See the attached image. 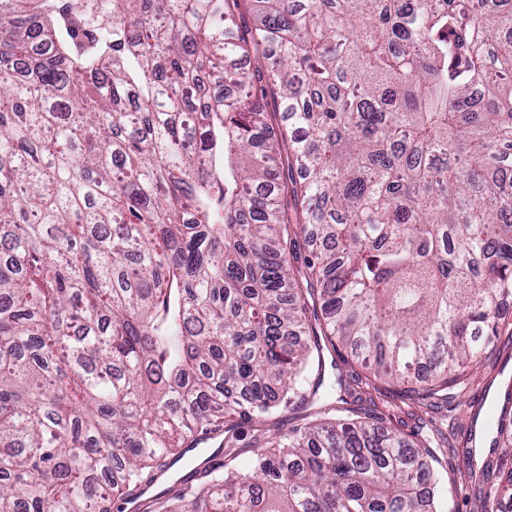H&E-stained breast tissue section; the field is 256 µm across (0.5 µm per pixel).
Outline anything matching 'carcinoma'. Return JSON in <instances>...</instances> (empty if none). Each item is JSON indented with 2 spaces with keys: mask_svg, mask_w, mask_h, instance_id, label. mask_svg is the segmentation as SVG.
<instances>
[{
  "mask_svg": "<svg viewBox=\"0 0 512 512\" xmlns=\"http://www.w3.org/2000/svg\"><path fill=\"white\" fill-rule=\"evenodd\" d=\"M508 293L512 0H0V512L125 501L209 432L145 512H437L324 348L438 407ZM224 439V433L220 436L219 439H215L208 446V448H204V446L200 445L199 448L191 453L186 454V460L182 459L177 464H175L167 473L158 476V478L151 485L147 495L159 494L168 491L171 485L177 478H189L192 480L193 485L198 483L197 477L195 476L194 471L195 467H202L206 461L211 460L210 464L220 463L224 461V450H222L216 455V451L218 450L219 442ZM189 459H192V463L189 466H185V462Z\"/></svg>",
  "mask_w": 512,
  "mask_h": 512,
  "instance_id": "1",
  "label": "carcinoma"
}]
</instances>
